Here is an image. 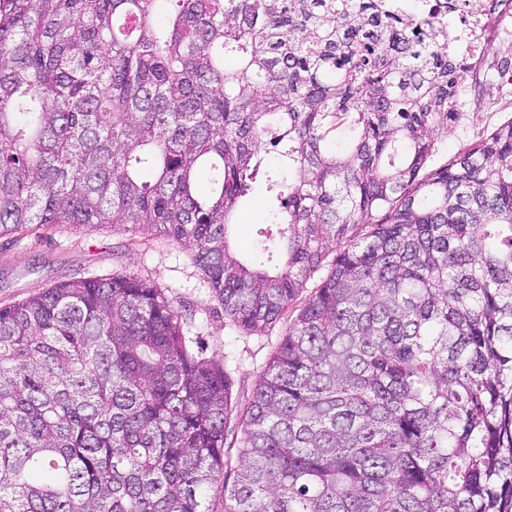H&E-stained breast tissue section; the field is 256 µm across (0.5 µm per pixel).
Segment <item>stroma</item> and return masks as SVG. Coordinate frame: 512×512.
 Masks as SVG:
<instances>
[{
	"label": "stroma",
	"mask_w": 512,
	"mask_h": 512,
	"mask_svg": "<svg viewBox=\"0 0 512 512\" xmlns=\"http://www.w3.org/2000/svg\"><path fill=\"white\" fill-rule=\"evenodd\" d=\"M469 111L477 121L495 128L504 114L493 111L498 89L477 75L464 78ZM265 181H258L229 228L236 254L251 255L256 234L265 219ZM129 269L168 287L187 321L184 332L199 338L207 356L222 359L232 381L234 410L246 408L265 374L287 321L262 334H249L225 317L208 283L191 263L184 246L163 234L135 236L109 228L67 225L19 237H0V305L36 294L50 285L74 278Z\"/></svg>",
	"instance_id": "35a3bbf8"
}]
</instances>
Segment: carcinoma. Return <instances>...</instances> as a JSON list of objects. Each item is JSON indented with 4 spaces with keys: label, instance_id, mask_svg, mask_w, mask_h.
<instances>
[{
    "label": "carcinoma",
    "instance_id": "carcinoma-1",
    "mask_svg": "<svg viewBox=\"0 0 512 512\" xmlns=\"http://www.w3.org/2000/svg\"><path fill=\"white\" fill-rule=\"evenodd\" d=\"M462 84L385 0H0V237L163 232L251 334L323 272L230 486L231 382L168 289L0 306V512H512V118L429 169ZM272 167L270 272L228 226Z\"/></svg>",
    "mask_w": 512,
    "mask_h": 512
}]
</instances>
